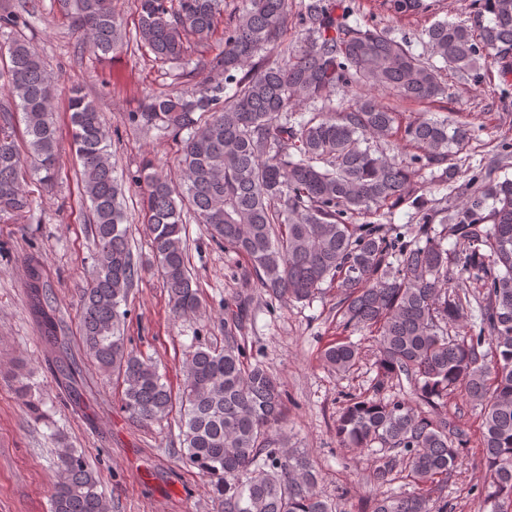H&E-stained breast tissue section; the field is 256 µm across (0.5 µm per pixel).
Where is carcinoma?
I'll return each mask as SVG.
<instances>
[{
    "label": "carcinoma",
    "instance_id": "obj_1",
    "mask_svg": "<svg viewBox=\"0 0 512 512\" xmlns=\"http://www.w3.org/2000/svg\"><path fill=\"white\" fill-rule=\"evenodd\" d=\"M81 43L102 56L134 43L169 66L185 92L148 96L129 120L179 143L182 182L175 185L146 162L138 218L151 240L173 317L202 311L188 268L186 218L212 240L242 256L270 299L306 301L336 286L343 331L372 339L376 375L369 391L348 399L336 438L359 453L381 451L366 483L392 484L393 473L416 486L408 494L362 500L370 512H448L440 494L457 467L467 437L448 417L458 392L480 409L481 490L486 512H512V179L493 171L508 164L509 145L476 187H458L448 164L469 139L466 125L418 119L401 139L417 153L398 163L371 145L390 137L396 112L373 90H394L424 102L448 94L431 59L410 52L388 32L352 25L353 0H137L134 31L116 0H57ZM395 15L426 14L431 0H379ZM470 22L437 20L426 30L432 55L463 77L480 61L512 73V0H472ZM26 3L0 13V28L26 26ZM59 79L23 35L0 44V214L30 211L28 183L53 186L62 132L55 112ZM352 94L334 106L338 90ZM311 106L307 118L296 112ZM69 135L90 202L94 266L81 294L83 349L103 376L125 385L123 408L151 424L180 404L181 459L208 480L222 512H333L317 488L305 455L288 447L281 384L248 360L237 333L245 306L224 304V347H193L178 394L157 365L124 336L132 288L144 261L133 251L123 193L113 176L111 141L94 101L73 89L67 97ZM20 114L22 141L13 130ZM443 167L455 203L426 208L412 165ZM420 208L416 239L388 234L375 218L401 204ZM356 216L367 218L353 224ZM441 229H436L434 224ZM468 242L463 253L442 246ZM456 267L452 276L450 267ZM30 313L44 340L57 342V322L36 256L27 258ZM474 276L481 288L467 286ZM487 350H482L483 346ZM362 360L361 344L338 336L323 351L327 369L346 374ZM55 378L69 403L85 409L87 379L75 362L59 360ZM406 379L408 397L391 393ZM28 410L41 415L31 385L18 378ZM50 512H110L98 473L73 448L53 458Z\"/></svg>",
    "mask_w": 512,
    "mask_h": 512
}]
</instances>
